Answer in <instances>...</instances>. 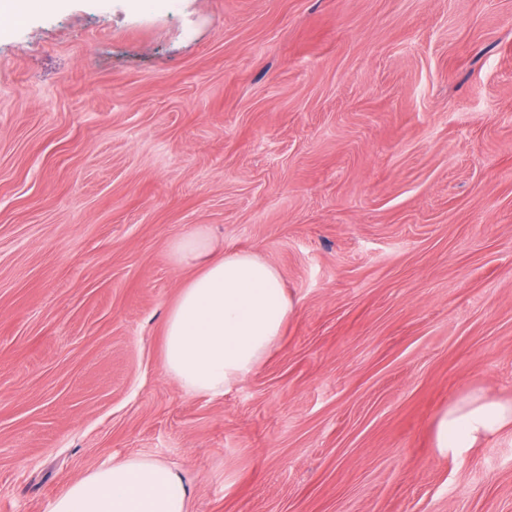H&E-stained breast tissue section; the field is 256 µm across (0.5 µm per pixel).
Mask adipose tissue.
Returning <instances> with one entry per match:
<instances>
[{
  "mask_svg": "<svg viewBox=\"0 0 512 512\" xmlns=\"http://www.w3.org/2000/svg\"><path fill=\"white\" fill-rule=\"evenodd\" d=\"M173 260L194 267L164 323V366L187 391L219 397L273 351L293 309L277 269L248 251H227L196 228L171 245ZM512 431V400L473 391L435 422L439 451L465 454L485 438ZM49 512H192L178 470L125 457L71 482Z\"/></svg>",
  "mask_w": 512,
  "mask_h": 512,
  "instance_id": "1",
  "label": "adipose tissue"
}]
</instances>
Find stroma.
Listing matches in <instances>:
<instances>
[{"label":"stroma","mask_w":512,"mask_h":512,"mask_svg":"<svg viewBox=\"0 0 512 512\" xmlns=\"http://www.w3.org/2000/svg\"><path fill=\"white\" fill-rule=\"evenodd\" d=\"M208 226L293 311L219 398L162 360ZM512 0H65L0 34V503L116 457L194 512H512ZM512 431V400L473 391L448 405L435 422L436 448L465 454L485 438Z\"/></svg>","instance_id":"35a3bbf8"}]
</instances>
